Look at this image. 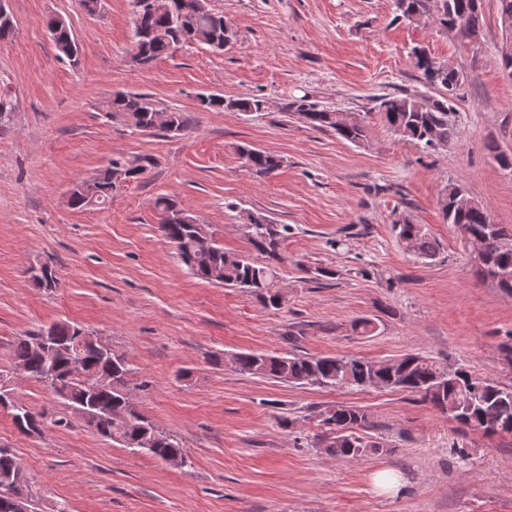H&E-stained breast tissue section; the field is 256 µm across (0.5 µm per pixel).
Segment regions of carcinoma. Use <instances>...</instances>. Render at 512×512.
I'll return each instance as SVG.
<instances>
[{"instance_id":"obj_1","label":"carcinoma","mask_w":512,"mask_h":512,"mask_svg":"<svg viewBox=\"0 0 512 512\" xmlns=\"http://www.w3.org/2000/svg\"><path fill=\"white\" fill-rule=\"evenodd\" d=\"M427 0H394L395 10L407 20L411 16L425 13ZM433 17L443 29L461 40H476L483 28L482 0H432ZM134 29L139 32L136 46L153 64L168 57L181 43L191 42L213 48V42L224 37L234 39V34L223 35L224 16L219 13L201 15L197 12L196 0H167L165 9L156 11L144 5V0H129ZM46 27L57 31L53 40L60 58L74 65L79 62L80 49L68 24H60L55 17L45 19ZM411 54L415 66L421 72L424 85L442 92L440 99L415 96L383 95L379 98L378 110L386 125L399 138L426 150L446 147L459 137L456 124L450 118L451 103L463 84V77L455 69L440 71L434 68L431 57L425 50L414 47ZM266 101L256 97L226 98L222 95L202 94L200 105L214 112L258 113L266 110ZM169 112L173 122L182 130L189 127L184 113L176 108L161 107L141 94L128 93L113 98L106 112L114 117H123L139 131L150 125L151 113ZM298 114L303 122L313 128H330L344 140L360 146L367 139L365 124L354 120L343 124L339 113L314 106L300 104ZM245 166L257 176H266L280 167L281 160L270 153L248 146L240 148ZM118 160L96 176L83 179L80 185L85 190H76L69 205L83 209L104 204L116 192L112 186V168ZM466 191L458 185H448L440 200L444 219L457 227L466 228L470 237L485 244L483 256L477 260V273L498 287L512 292V249L503 250L498 240L511 238L512 233L501 225L490 221L482 208L462 209L456 207L455 199ZM155 209L162 215L159 230L170 243L175 244L179 260L196 277L211 281L210 270L214 265L224 267V286L238 288L255 295L265 306L279 309L283 298L279 295V263L281 245L288 237V225L273 224L258 213L248 214L252 223L247 225L250 251L229 252L217 242L203 247L202 224L183 222L177 218V203L168 196L155 200ZM399 241L411 252L423 259H433L439 244L432 239L422 225L403 217L393 225ZM36 284L47 290L58 285L55 271L47 264L33 275ZM79 326L70 323H55L45 331L51 333L58 346L56 383L49 384L43 376V357L33 347L35 335L18 338L13 350V366L28 371L30 378L43 384L53 393L65 391L64 403L74 409L83 403L99 406L120 407L127 404V394L133 391L127 357L122 353L103 359L99 353L100 343L88 342L80 352L72 353L69 347ZM238 371L250 375L275 379L294 385H316L319 387H366L374 382L377 387L391 391L418 394L424 400L450 415L459 424L486 434L512 433V386L506 387L496 381L474 374L468 367H442L430 357L407 355L385 362H373L347 356L310 357L294 354L271 355L260 352H242L235 355ZM79 361L82 367L94 375H110L112 383L106 388L96 389L94 384H85L71 377L72 365ZM333 414L321 419L325 427L318 447L331 455L355 459L367 453H382L384 445L372 441L364 432L374 423L365 410L345 405L331 407ZM12 422L20 432L35 431L42 435L44 417L27 405L22 410H10ZM94 431L109 441L116 442L132 452L143 448L158 459L184 452L181 440L160 430L156 424L140 411L130 414V420L119 421L108 414H101L92 424Z\"/></svg>"}]
</instances>
